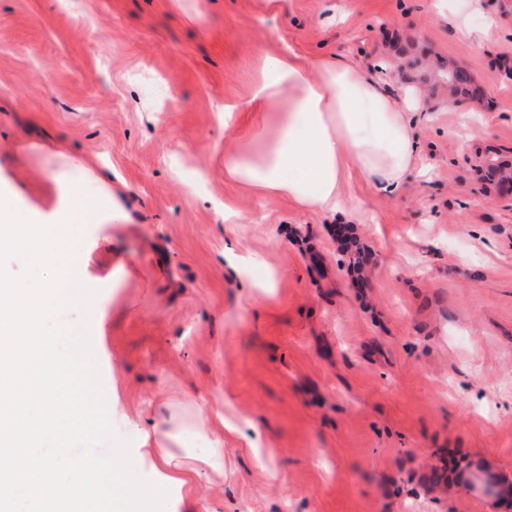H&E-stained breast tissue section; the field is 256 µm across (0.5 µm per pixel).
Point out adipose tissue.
Wrapping results in <instances>:
<instances>
[{
	"instance_id": "ef3b65f1",
	"label": "adipose tissue",
	"mask_w": 512,
	"mask_h": 512,
	"mask_svg": "<svg viewBox=\"0 0 512 512\" xmlns=\"http://www.w3.org/2000/svg\"><path fill=\"white\" fill-rule=\"evenodd\" d=\"M244 112L272 119L271 140L260 160L247 153L226 159L225 172L305 210L352 216L344 181L394 195L416 163L409 113L378 79L338 61L309 65L289 46L264 58L262 80L247 99L225 105V131L238 132Z\"/></svg>"
}]
</instances>
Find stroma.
Instances as JSON below:
<instances>
[{
    "label": "stroma",
    "instance_id": "stroma-1",
    "mask_svg": "<svg viewBox=\"0 0 512 512\" xmlns=\"http://www.w3.org/2000/svg\"><path fill=\"white\" fill-rule=\"evenodd\" d=\"M287 45L426 103L400 194L343 184L360 276L334 218L224 173V104ZM448 60L484 102L449 103ZM492 162L512 165V0H0V196L52 224L82 194L71 278L97 296L54 320L89 318L111 423L167 512H512L446 480L512 473V190Z\"/></svg>",
    "mask_w": 512,
    "mask_h": 512
}]
</instances>
